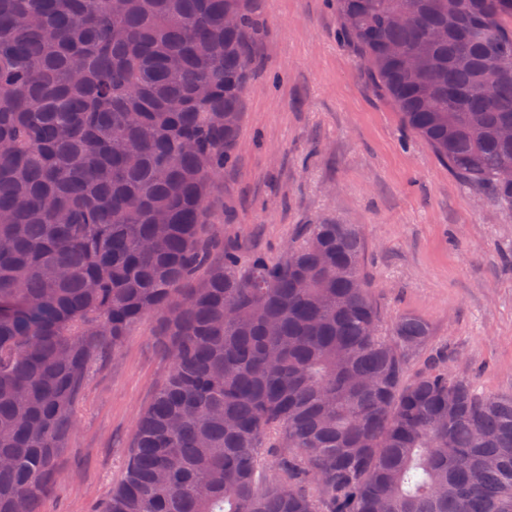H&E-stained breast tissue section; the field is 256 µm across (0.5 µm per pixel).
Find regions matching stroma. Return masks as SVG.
Wrapping results in <instances>:
<instances>
[{
	"label": "stroma",
	"mask_w": 512,
	"mask_h": 512,
	"mask_svg": "<svg viewBox=\"0 0 512 512\" xmlns=\"http://www.w3.org/2000/svg\"><path fill=\"white\" fill-rule=\"evenodd\" d=\"M265 35L243 98L217 233L277 262L308 225H360L364 275L385 322L433 328L410 361L434 359L477 391L512 394V213L475 196L402 123L339 27L336 0H253ZM138 323L103 352L40 512H96L124 473L139 410L170 361Z\"/></svg>",
	"instance_id": "35a3bbf8"
}]
</instances>
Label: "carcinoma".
Returning a JSON list of instances; mask_svg holds the SVG:
<instances>
[{
	"label": "carcinoma",
	"instance_id": "obj_1",
	"mask_svg": "<svg viewBox=\"0 0 512 512\" xmlns=\"http://www.w3.org/2000/svg\"><path fill=\"white\" fill-rule=\"evenodd\" d=\"M406 127L512 211V0H336ZM264 30L247 0H0V512H39L102 350L170 360L97 512H512V396L380 329L357 224L275 264L217 182Z\"/></svg>",
	"mask_w": 512,
	"mask_h": 512
}]
</instances>
